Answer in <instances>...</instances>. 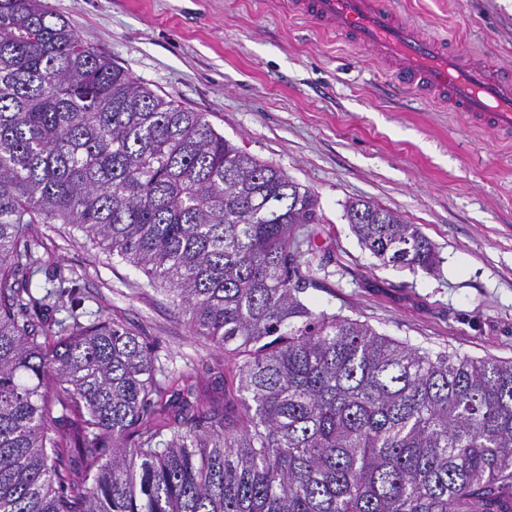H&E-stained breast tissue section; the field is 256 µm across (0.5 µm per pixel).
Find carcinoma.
Listing matches in <instances>:
<instances>
[{"instance_id":"1","label":"carcinoma","mask_w":512,"mask_h":512,"mask_svg":"<svg viewBox=\"0 0 512 512\" xmlns=\"http://www.w3.org/2000/svg\"><path fill=\"white\" fill-rule=\"evenodd\" d=\"M347 218L382 265L433 267L418 225L364 200ZM319 222L310 189L206 113L42 0H0V512H512V361L308 305ZM37 224L128 261L223 348L224 405L162 424L144 338L104 306L44 322L51 293L17 278Z\"/></svg>"}]
</instances>
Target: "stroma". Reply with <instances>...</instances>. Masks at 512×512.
Instances as JSON below:
<instances>
[{
  "label": "stroma",
  "instance_id": "stroma-1",
  "mask_svg": "<svg viewBox=\"0 0 512 512\" xmlns=\"http://www.w3.org/2000/svg\"><path fill=\"white\" fill-rule=\"evenodd\" d=\"M98 52L315 194L312 305L433 351L512 360V145L409 101L368 53L289 16L278 0H44ZM451 48L512 69V0H391ZM364 199L419 225L436 267L381 266L345 215ZM20 278L105 305L172 379L169 413L221 402L224 351L190 336L145 274L67 224Z\"/></svg>",
  "mask_w": 512,
  "mask_h": 512
}]
</instances>
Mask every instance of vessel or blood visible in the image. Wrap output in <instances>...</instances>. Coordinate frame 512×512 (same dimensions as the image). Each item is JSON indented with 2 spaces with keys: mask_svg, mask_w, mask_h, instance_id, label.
Segmentation results:
<instances>
[{
  "mask_svg": "<svg viewBox=\"0 0 512 512\" xmlns=\"http://www.w3.org/2000/svg\"><path fill=\"white\" fill-rule=\"evenodd\" d=\"M293 15L321 32L366 49L401 94L432 102L472 127L512 137V75L500 65L449 51L388 0H282Z\"/></svg>",
  "mask_w": 512,
  "mask_h": 512,
  "instance_id": "1",
  "label": "vessel or blood"
}]
</instances>
